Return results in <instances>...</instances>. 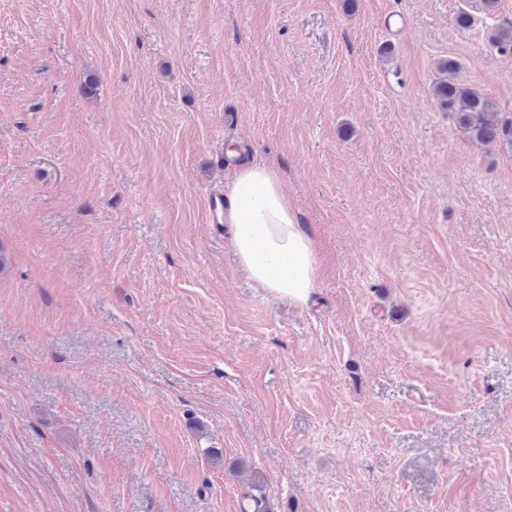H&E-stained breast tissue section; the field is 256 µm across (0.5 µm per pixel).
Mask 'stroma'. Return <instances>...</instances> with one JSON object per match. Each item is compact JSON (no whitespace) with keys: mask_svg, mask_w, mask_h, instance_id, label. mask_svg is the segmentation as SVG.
<instances>
[{"mask_svg":"<svg viewBox=\"0 0 512 512\" xmlns=\"http://www.w3.org/2000/svg\"><path fill=\"white\" fill-rule=\"evenodd\" d=\"M471 17L460 26L461 13ZM512 0H0V512H512ZM273 167L320 281L240 272ZM440 69L446 78L436 82L433 93L448 112H453L460 127L477 142L512 148V120L500 121L488 97L456 82L453 60L442 62ZM207 207L208 223L222 224L224 218L229 225L240 268L258 288L290 305L309 300L319 286L318 253L273 168L241 164L224 195L210 194Z\"/></svg>","mask_w":512,"mask_h":512,"instance_id":"stroma-1","label":"stroma"}]
</instances>
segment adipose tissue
<instances>
[{"instance_id":"1","label":"adipose tissue","mask_w":512,"mask_h":512,"mask_svg":"<svg viewBox=\"0 0 512 512\" xmlns=\"http://www.w3.org/2000/svg\"><path fill=\"white\" fill-rule=\"evenodd\" d=\"M224 222L242 271L257 287L292 305L309 300L319 286L318 253L273 168L248 162L234 170Z\"/></svg>"}]
</instances>
